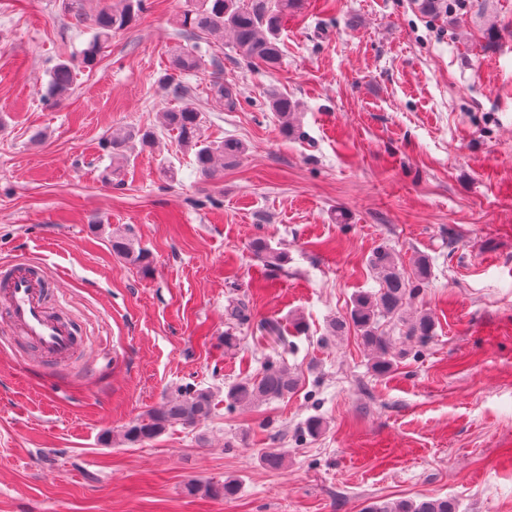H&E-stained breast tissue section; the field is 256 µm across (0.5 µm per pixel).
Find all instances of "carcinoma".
<instances>
[{
    "mask_svg": "<svg viewBox=\"0 0 512 512\" xmlns=\"http://www.w3.org/2000/svg\"><path fill=\"white\" fill-rule=\"evenodd\" d=\"M302 0H195L183 13L182 27L188 37L198 41L203 36L224 37V32L233 34L238 55L253 66L274 67L279 64L283 51L280 32L288 13L297 10ZM418 9L429 16L448 10L452 16L458 12L456 0H414ZM145 9V0H118L99 8L90 16L79 14L76 20L90 21L94 35L81 51L78 59L59 61L50 74L51 97L65 96L75 84L78 72L93 68L105 44L112 34L129 28L137 13ZM198 45L174 50L173 63L182 71H193L200 66ZM169 96L180 102V106L164 112L163 127L174 134L177 143L194 151L196 170L205 178L215 176L225 166L235 163L245 152V145L234 137L219 142H208L203 138L204 115L196 106L188 87L180 81L165 82ZM212 91L224 106L232 110L238 104L237 90L231 83L214 81ZM268 108L281 121V132L288 137L294 134V114L297 104L290 98L273 94L268 98ZM138 141L141 147L150 148L157 140L152 128L138 129L121 137H112L102 143L103 149L112 154V159L126 158L128 143ZM250 249L262 265L280 268L287 261L286 254L272 250L262 237L252 240ZM112 252L126 261L150 269L147 252L135 247L134 240L122 232L112 233ZM368 265L379 279L380 288L375 292L360 293L353 297L348 320L333 321L330 333L339 336L352 327L359 334L363 345L371 355L372 369L379 375L390 373L405 352L395 351L391 337L381 328V320L403 318L408 303L420 292V285L431 275L429 259L420 256L414 262L413 272L404 271L400 258L390 248L379 246L373 250ZM404 335L418 346L425 347L435 336V321L427 313H421L404 321ZM297 386L296 378L288 369L268 363L255 378L238 381L227 388L225 397L232 405H252L259 402L284 399ZM214 393L205 388L186 386L177 394L168 397L158 407L131 421L120 434V443L138 445L154 440L168 429L176 426L191 427L207 418L214 409ZM193 492L203 491L212 495L233 496L238 485L233 479L221 484L190 485ZM366 512H458L455 500L448 497L430 498L418 503L407 500L374 502Z\"/></svg>",
    "mask_w": 512,
    "mask_h": 512,
    "instance_id": "1",
    "label": "carcinoma"
}]
</instances>
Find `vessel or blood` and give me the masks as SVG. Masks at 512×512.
Masks as SVG:
<instances>
[{
    "mask_svg": "<svg viewBox=\"0 0 512 512\" xmlns=\"http://www.w3.org/2000/svg\"><path fill=\"white\" fill-rule=\"evenodd\" d=\"M50 281L39 264L15 260L0 266V321L24 336L43 362L67 361L77 348L71 319L49 306Z\"/></svg>",
    "mask_w": 512,
    "mask_h": 512,
    "instance_id": "b4317fda",
    "label": "vessel or blood"
}]
</instances>
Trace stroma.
<instances>
[{"instance_id":"stroma-1","label":"stroma","mask_w":512,"mask_h":512,"mask_svg":"<svg viewBox=\"0 0 512 512\" xmlns=\"http://www.w3.org/2000/svg\"><path fill=\"white\" fill-rule=\"evenodd\" d=\"M186 2L147 0L56 100L49 72L90 29L62 0H0V261L40 262L83 332L68 362L42 366L0 325V512H363L435 497L512 512V0L452 20L414 0H303L277 68L247 66L227 38L178 75ZM213 57L235 110L212 96ZM173 75L207 140L246 146L215 177L162 128ZM271 91L297 102L296 136ZM142 127L156 144L132 145L111 185L104 139ZM116 230L150 272L113 254ZM257 237L287 254L282 270L254 259ZM381 244L407 268L429 258L409 311L436 322L422 349L383 321L407 351L384 376L356 331L328 332L378 289L367 260ZM233 299L245 318L229 315ZM269 361L296 392L228 407V386ZM185 385L214 391L208 418L106 442ZM227 479L231 498L188 490Z\"/></svg>"}]
</instances>
